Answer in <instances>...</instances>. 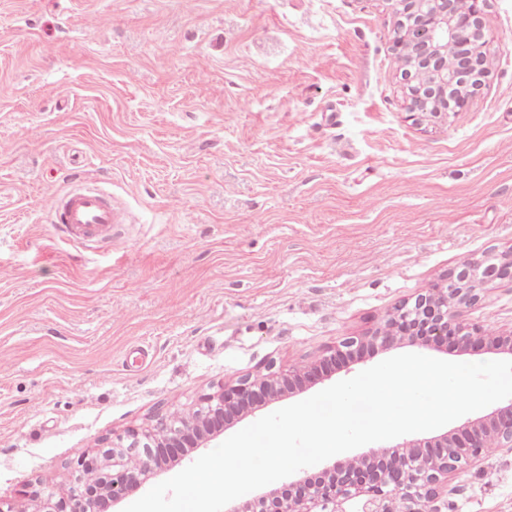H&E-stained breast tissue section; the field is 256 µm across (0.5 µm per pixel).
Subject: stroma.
<instances>
[{
  "label": "stroma",
  "mask_w": 512,
  "mask_h": 512,
  "mask_svg": "<svg viewBox=\"0 0 512 512\" xmlns=\"http://www.w3.org/2000/svg\"><path fill=\"white\" fill-rule=\"evenodd\" d=\"M483 21L468 107L417 123L389 0H0V500L512 250V0ZM77 178L114 251L56 236ZM461 318L511 330L512 283ZM448 512H512V454Z\"/></svg>",
  "instance_id": "obj_1"
}]
</instances>
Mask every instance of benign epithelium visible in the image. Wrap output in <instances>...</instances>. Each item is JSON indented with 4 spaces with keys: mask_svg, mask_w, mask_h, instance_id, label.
I'll return each mask as SVG.
<instances>
[{
    "mask_svg": "<svg viewBox=\"0 0 512 512\" xmlns=\"http://www.w3.org/2000/svg\"><path fill=\"white\" fill-rule=\"evenodd\" d=\"M398 16L393 44L405 63V111L416 123L465 108L486 73L483 0H392ZM512 281V253L467 259L440 282L389 312L383 325L347 336L308 370L280 367L244 375L204 395L185 415L174 412L154 424L100 441L80 456L86 475L59 494L37 484L24 491L31 509L0 501V512H112L150 477L188 456L224 426L283 397L320 383L336 365L358 362L377 348L409 343L461 352L487 349L512 358V331L497 333L466 324L464 309L482 298L484 286ZM487 448L512 451V401L425 441L404 438L303 476L224 512H444L448 482L479 467Z\"/></svg>",
    "mask_w": 512,
    "mask_h": 512,
    "instance_id": "obj_1",
    "label": "benign epithelium"
}]
</instances>
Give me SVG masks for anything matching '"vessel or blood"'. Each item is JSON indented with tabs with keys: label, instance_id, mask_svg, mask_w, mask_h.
I'll use <instances>...</instances> for the list:
<instances>
[{
	"label": "vessel or blood",
	"instance_id": "vessel-or-blood-1",
	"mask_svg": "<svg viewBox=\"0 0 512 512\" xmlns=\"http://www.w3.org/2000/svg\"><path fill=\"white\" fill-rule=\"evenodd\" d=\"M47 208L61 240L82 246H112V227L120 223V211L103 187L75 180L67 191L52 195Z\"/></svg>",
	"mask_w": 512,
	"mask_h": 512
}]
</instances>
